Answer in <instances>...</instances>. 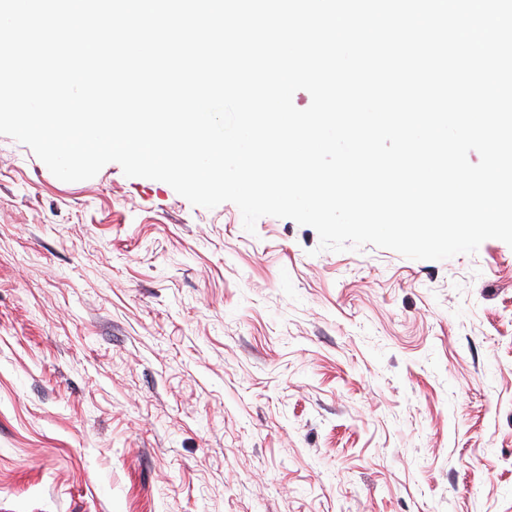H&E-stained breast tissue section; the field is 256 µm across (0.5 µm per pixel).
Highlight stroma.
I'll list each match as a JSON object with an SVG mask.
<instances>
[{
	"label": "stroma",
	"instance_id": "obj_1",
	"mask_svg": "<svg viewBox=\"0 0 512 512\" xmlns=\"http://www.w3.org/2000/svg\"><path fill=\"white\" fill-rule=\"evenodd\" d=\"M318 245L0 135V512H512V247Z\"/></svg>",
	"mask_w": 512,
	"mask_h": 512
}]
</instances>
